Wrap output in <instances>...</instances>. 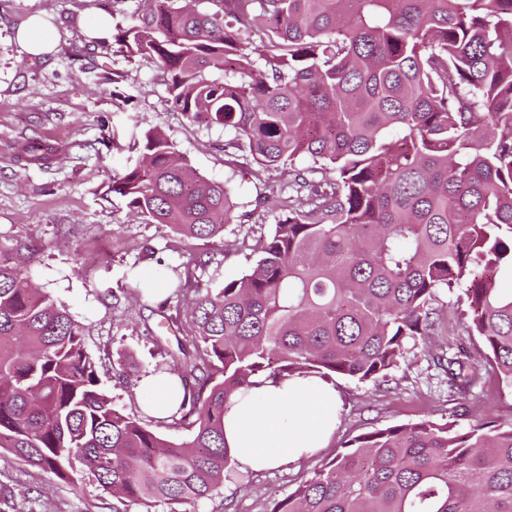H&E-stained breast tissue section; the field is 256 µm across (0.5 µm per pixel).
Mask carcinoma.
<instances>
[{
    "label": "carcinoma",
    "instance_id": "obj_1",
    "mask_svg": "<svg viewBox=\"0 0 512 512\" xmlns=\"http://www.w3.org/2000/svg\"><path fill=\"white\" fill-rule=\"evenodd\" d=\"M145 0L116 40L153 62L185 118L224 128V161L279 171V213L239 279L185 273L194 352L164 439L117 411L85 328L0 253V448L112 499L222 494L233 458L224 405L260 376L390 381L408 346L465 288L461 340L436 364L448 397L512 395V0ZM250 40L243 41L242 34ZM305 166H299L300 162ZM146 224L210 239L231 190L162 133L112 179ZM270 512H512V422L419 421L360 434Z\"/></svg>",
    "mask_w": 512,
    "mask_h": 512
}]
</instances>
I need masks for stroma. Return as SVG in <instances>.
<instances>
[{
  "mask_svg": "<svg viewBox=\"0 0 512 512\" xmlns=\"http://www.w3.org/2000/svg\"><path fill=\"white\" fill-rule=\"evenodd\" d=\"M142 0H0V249L27 246L31 283L63 305L86 328L85 346L95 359L101 386L114 407L143 419L163 438L187 432L146 415L141 381L170 371L178 341L191 340L177 274L196 257L200 282L212 289L242 277L255 260L249 243L267 233L276 212L265 195L278 174L254 177L224 164V130L189 122L174 110L159 69L127 57L115 41L87 39L81 28L97 10L127 26ZM51 24L55 44L46 59L30 58L17 41L32 14ZM164 133L200 175L235 190L237 219L216 238L198 240L162 224H145L112 193V177L134 164L147 131ZM53 147L47 161H27L17 149L29 139ZM260 214L264 223L248 221ZM162 272V302L138 295L135 282ZM443 325L420 339L388 383L337 377L336 430L324 447L284 468L252 473L232 464L222 495L189 507L190 512H269L302 479L341 451L352 437L375 429L431 420L473 424L476 415L512 420V396L478 387L467 397V415L452 417L448 384L435 359L448 348V327L465 300L440 293ZM113 500L85 475L64 483L0 448V512H112Z\"/></svg>",
  "mask_w": 512,
  "mask_h": 512,
  "instance_id": "obj_1",
  "label": "stroma"
}]
</instances>
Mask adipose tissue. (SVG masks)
<instances>
[{"label": "adipose tissue", "instance_id": "obj_1", "mask_svg": "<svg viewBox=\"0 0 512 512\" xmlns=\"http://www.w3.org/2000/svg\"><path fill=\"white\" fill-rule=\"evenodd\" d=\"M154 398L146 411L169 416L182 392L175 376L143 380ZM335 386L314 375L282 380L260 379L247 395H234L224 406V441L242 469L283 466L324 447L336 426Z\"/></svg>", "mask_w": 512, "mask_h": 512}]
</instances>
